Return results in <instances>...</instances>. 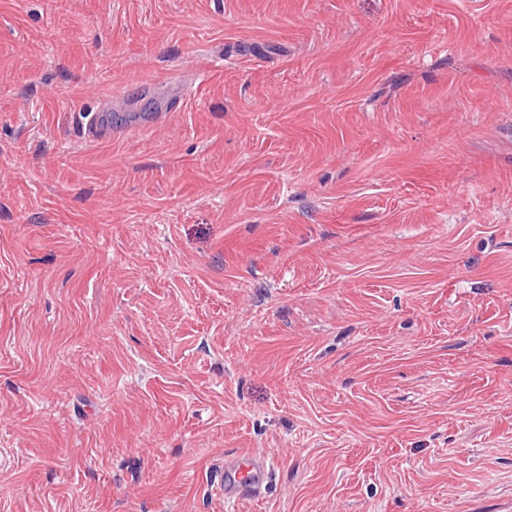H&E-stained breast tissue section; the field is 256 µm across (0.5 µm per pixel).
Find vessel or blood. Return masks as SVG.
I'll list each match as a JSON object with an SVG mask.
<instances>
[{
	"label": "vessel or blood",
	"mask_w": 512,
	"mask_h": 512,
	"mask_svg": "<svg viewBox=\"0 0 512 512\" xmlns=\"http://www.w3.org/2000/svg\"><path fill=\"white\" fill-rule=\"evenodd\" d=\"M271 477L266 459L239 452L225 459L216 471L217 486L225 502L236 503L263 495Z\"/></svg>",
	"instance_id": "b4317fda"
}]
</instances>
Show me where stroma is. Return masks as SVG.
Masks as SVG:
<instances>
[{
  "label": "stroma",
  "instance_id": "1",
  "mask_svg": "<svg viewBox=\"0 0 512 512\" xmlns=\"http://www.w3.org/2000/svg\"><path fill=\"white\" fill-rule=\"evenodd\" d=\"M242 450L237 512H512V0H0V512ZM271 477L265 458L239 452L224 460V466L216 470L217 487L224 502L236 503L256 499L263 495Z\"/></svg>",
  "mask_w": 512,
  "mask_h": 512
}]
</instances>
